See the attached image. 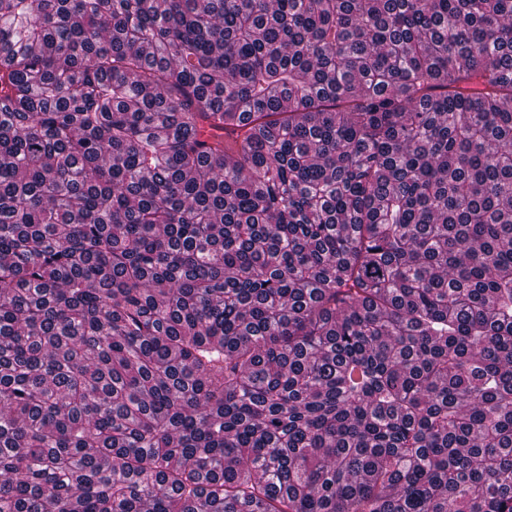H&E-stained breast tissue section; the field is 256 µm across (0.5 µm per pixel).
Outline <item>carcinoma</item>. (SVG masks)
Listing matches in <instances>:
<instances>
[{"instance_id":"1","label":"carcinoma","mask_w":512,"mask_h":512,"mask_svg":"<svg viewBox=\"0 0 512 512\" xmlns=\"http://www.w3.org/2000/svg\"><path fill=\"white\" fill-rule=\"evenodd\" d=\"M0 512H512V0H0Z\"/></svg>"}]
</instances>
